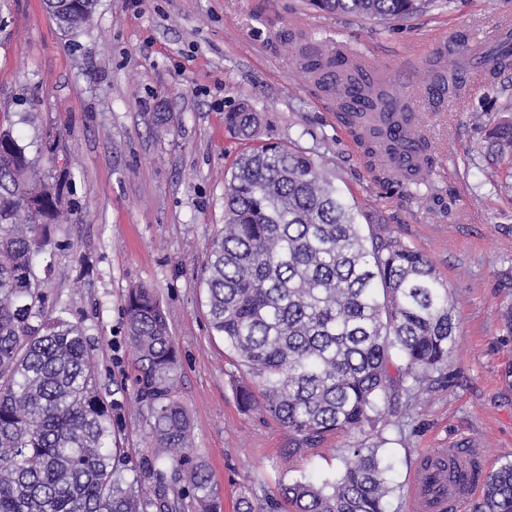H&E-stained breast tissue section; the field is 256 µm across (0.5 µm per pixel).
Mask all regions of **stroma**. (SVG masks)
I'll return each mask as SVG.
<instances>
[{"label":"stroma","mask_w":512,"mask_h":512,"mask_svg":"<svg viewBox=\"0 0 512 512\" xmlns=\"http://www.w3.org/2000/svg\"><path fill=\"white\" fill-rule=\"evenodd\" d=\"M512 25V0H436L408 19L377 23L329 15L305 0H98L88 25L65 31L43 0H0V115L40 166L72 171L43 284L47 309L68 308L96 348L101 389L131 382L122 308L129 288H153L178 348V396L206 460L221 512L246 492L274 493L341 466L355 436L294 450L271 416L242 411L243 366L212 335L196 276L224 222V174L241 150L224 114L249 102L273 139L318 154L337 189L419 250L446 281L458 323L447 376L400 406L384 430L395 487L386 512H409L407 481L421 455L456 442L485 452L489 469L512 461V189L486 133L512 104V87L476 83L460 98L406 90L437 148L436 195L383 189L360 148L314 97L297 62L304 44L347 41L380 61L425 75L460 43L490 47ZM54 157L42 156L45 137ZM151 418L126 400L116 437L142 453Z\"/></svg>","instance_id":"stroma-1"}]
</instances>
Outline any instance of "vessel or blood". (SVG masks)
Listing matches in <instances>:
<instances>
[{"label":"vessel or blood","mask_w":512,"mask_h":512,"mask_svg":"<svg viewBox=\"0 0 512 512\" xmlns=\"http://www.w3.org/2000/svg\"><path fill=\"white\" fill-rule=\"evenodd\" d=\"M336 51L359 63L368 73L382 69L375 56L354 49L350 43H337ZM483 463L482 455L474 447L459 444L423 455L408 485L410 512H459L479 489L477 473Z\"/></svg>","instance_id":"vessel-or-blood-1"}]
</instances>
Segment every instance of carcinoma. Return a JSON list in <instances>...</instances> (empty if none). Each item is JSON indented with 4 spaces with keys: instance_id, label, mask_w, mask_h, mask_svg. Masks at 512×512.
<instances>
[{
    "instance_id": "carcinoma-1",
    "label": "carcinoma",
    "mask_w": 512,
    "mask_h": 512,
    "mask_svg": "<svg viewBox=\"0 0 512 512\" xmlns=\"http://www.w3.org/2000/svg\"><path fill=\"white\" fill-rule=\"evenodd\" d=\"M336 15L403 18L428 0H310ZM66 30L83 27L95 0H46ZM465 56L433 72L453 95ZM491 76L512 71V47L488 59ZM300 68L341 112L375 181L408 192L430 187L436 153L424 127L406 130L412 100L322 53ZM0 120V512H182L160 467L187 482L194 512H217V487L193 453L192 426L178 397L180 359L154 289H129L123 310L133 354L130 397L152 418V451L132 458L112 447L124 402L102 393L95 348L67 309L48 312L37 261L52 249L62 182ZM243 141L261 136L248 103L224 113ZM492 152L512 159V116L489 131ZM200 283L209 325L247 368L241 408L263 409L287 427L295 449L339 432L376 431L344 450L336 477L243 496L239 512H384L392 491L383 431L401 399L442 374L456 331L448 286L423 253L358 222L357 207L306 151L270 139L242 151L224 178V226ZM478 512H512V461L486 475Z\"/></svg>"
}]
</instances>
